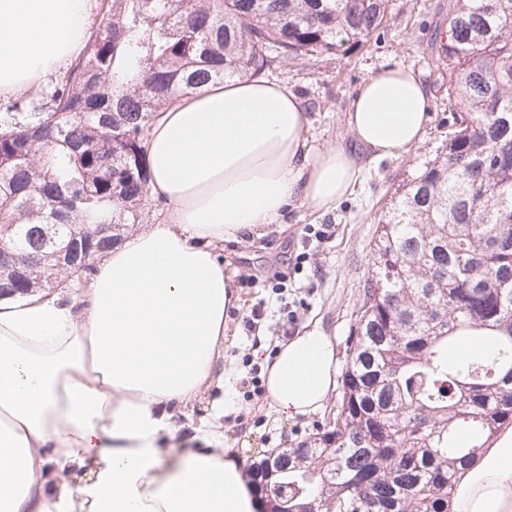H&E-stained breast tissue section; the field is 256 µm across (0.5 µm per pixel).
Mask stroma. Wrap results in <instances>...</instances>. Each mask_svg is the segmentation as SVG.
<instances>
[{
    "mask_svg": "<svg viewBox=\"0 0 512 512\" xmlns=\"http://www.w3.org/2000/svg\"><path fill=\"white\" fill-rule=\"evenodd\" d=\"M448 0H392L385 22L363 46L347 56L307 58L293 71L268 70L267 80L287 83L306 115L304 136L310 153L353 144L348 104L358 86L389 66L417 72L431 94L424 139L402 155L364 159L361 181L327 213L294 200L283 224L257 240L224 246V274L238 302L226 316L224 335V445L250 464L258 451L286 448L315 434L324 410L284 418L267 396L254 394L251 377L264 376L285 337L318 327L332 337L337 367H344L345 339L367 275L371 241L380 215L402 180L418 174L448 136V69L437 64L431 33L445 17ZM331 236H321L323 225ZM305 254L294 266L297 254ZM263 305L258 335L243 316Z\"/></svg>",
    "mask_w": 512,
    "mask_h": 512,
    "instance_id": "1",
    "label": "stroma"
}]
</instances>
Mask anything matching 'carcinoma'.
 Returning a JSON list of instances; mask_svg holds the SVG:
<instances>
[{"instance_id": "cac0c4a2", "label": "carcinoma", "mask_w": 512, "mask_h": 512, "mask_svg": "<svg viewBox=\"0 0 512 512\" xmlns=\"http://www.w3.org/2000/svg\"><path fill=\"white\" fill-rule=\"evenodd\" d=\"M389 0H102L101 21L49 105L0 112V239L7 264L89 271L112 225L138 223L145 143L161 109L210 83L358 46ZM448 69V143L396 190L377 225L345 368L325 424L264 455L254 478L281 512H451L463 473L512 427V0H448L432 33ZM491 346L448 363L453 344Z\"/></svg>"}]
</instances>
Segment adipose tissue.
I'll return each mask as SVG.
<instances>
[{
	"mask_svg": "<svg viewBox=\"0 0 512 512\" xmlns=\"http://www.w3.org/2000/svg\"><path fill=\"white\" fill-rule=\"evenodd\" d=\"M95 0H0V95L38 89L89 36ZM430 96L409 69L370 76L347 125L374 157L420 143ZM306 116L286 84L240 76L178 98L147 141L150 198L164 223L129 234L76 290L0 300V512H260L224 403L184 447L173 407L223 387L225 242L260 238L292 200L328 212L362 171L352 148L309 155ZM336 387L320 328L281 343L266 374L279 414L321 408ZM87 472L79 487L59 466ZM453 512H512V431L457 485Z\"/></svg>",
	"mask_w": 512,
	"mask_h": 512,
	"instance_id": "1",
	"label": "adipose tissue"
}]
</instances>
